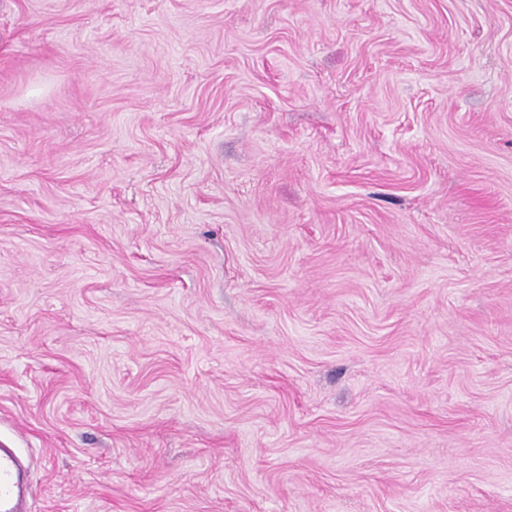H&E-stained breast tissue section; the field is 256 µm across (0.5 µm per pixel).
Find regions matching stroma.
I'll use <instances>...</instances> for the list:
<instances>
[{
	"label": "stroma",
	"mask_w": 512,
	"mask_h": 512,
	"mask_svg": "<svg viewBox=\"0 0 512 512\" xmlns=\"http://www.w3.org/2000/svg\"><path fill=\"white\" fill-rule=\"evenodd\" d=\"M0 443L27 512H512V0H0Z\"/></svg>",
	"instance_id": "35a3bbf8"
}]
</instances>
